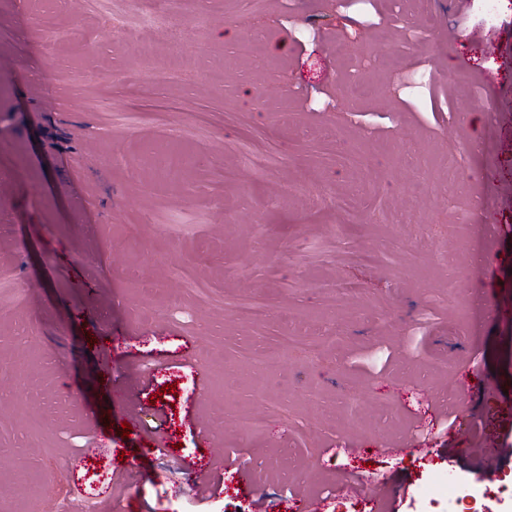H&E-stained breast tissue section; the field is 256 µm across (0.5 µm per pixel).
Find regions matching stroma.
Segmentation results:
<instances>
[{
	"instance_id": "stroma-1",
	"label": "stroma",
	"mask_w": 512,
	"mask_h": 512,
	"mask_svg": "<svg viewBox=\"0 0 512 512\" xmlns=\"http://www.w3.org/2000/svg\"><path fill=\"white\" fill-rule=\"evenodd\" d=\"M78 2L0 0V512H362L369 478L424 512L512 474L473 464L512 447V0H164L161 85L167 29ZM422 493L433 503L442 504L444 511L448 512H465L467 509L464 507V502L468 498L476 497L466 493L462 486L452 482L446 483L442 479H437L426 485Z\"/></svg>"
}]
</instances>
